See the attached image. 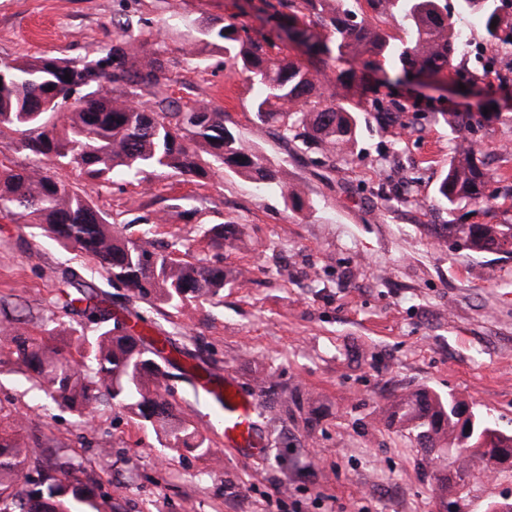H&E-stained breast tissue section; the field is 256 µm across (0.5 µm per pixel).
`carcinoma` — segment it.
I'll list each match as a JSON object with an SVG mask.
<instances>
[{
	"instance_id": "carcinoma-1",
	"label": "carcinoma",
	"mask_w": 512,
	"mask_h": 512,
	"mask_svg": "<svg viewBox=\"0 0 512 512\" xmlns=\"http://www.w3.org/2000/svg\"><path fill=\"white\" fill-rule=\"evenodd\" d=\"M503 0H366L370 11L401 27L396 37L374 25L369 16L354 20L342 0H270L266 8L278 17L289 41L301 46L306 61L272 53V44L251 37L235 23H212L203 38L185 39L181 52L200 56L212 47L224 53L231 69L258 87L254 121L277 125L283 139H299L306 148L322 147L345 158L357 139L363 119L356 101L357 71H336L338 92L322 91L328 61L368 70L379 62L403 77L435 79L453 67L461 36V19L481 18L496 52L512 55V15ZM497 24H492V21ZM112 44L90 60L52 55L0 60V135L18 137L28 163L0 160V210L18 215L66 250L91 258L110 284H120L130 300L156 301L176 307L223 296L228 273L205 259L188 262L156 252L116 230L108 216L78 186L58 177L72 167L95 184L112 183L116 173L136 175L146 168L165 169L194 182L217 169L233 170L260 189L287 188L293 203L302 191L286 186L281 171L247 146L224 125V111L209 101L183 104L172 97L170 60L165 40L150 30L131 34L129 20L112 23ZM70 80H65V75ZM151 95L148 105L140 103ZM456 133L448 169L436 202L448 211L465 202L485 206L488 172L472 148L483 127L471 112H443ZM469 250L512 254V224H456ZM208 246L224 248V225L205 232ZM63 307L99 326L89 340L77 327L69 340L19 331L21 319L8 316L0 334L8 354L31 373L57 406L80 414L102 402L122 407L152 426L164 446L184 448L201 456L212 453L209 440L176 413L166 398L172 353L169 336H147L120 330L118 315L93 286L71 273ZM458 402L425 390L402 394L386 409L387 424L409 430L423 459L448 461L456 438ZM471 444L484 449L481 460L499 462V449L512 448V434L502 431L488 414L472 413ZM93 472L73 458L30 447L17 434L11 410L0 405V512H99Z\"/></svg>"
}]
</instances>
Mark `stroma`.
I'll return each instance as SVG.
<instances>
[{"instance_id": "35a3bbf8", "label": "stroma", "mask_w": 512, "mask_h": 512, "mask_svg": "<svg viewBox=\"0 0 512 512\" xmlns=\"http://www.w3.org/2000/svg\"><path fill=\"white\" fill-rule=\"evenodd\" d=\"M259 0H0V59L41 54L92 58L112 41V22L168 25L171 94L206 99L226 126L304 192L261 191L231 170L207 183L147 169L99 187L78 171L60 178L86 189L92 204L133 239L178 259L224 264L232 277L221 303L181 308L127 300L94 263L34 236L0 213V300L25 304L21 331L41 335L47 320L69 324L57 305L73 270L129 311L138 329L163 330L216 377L260 393L272 378L295 395L289 414L258 406L273 438L264 456L225 447L213 407L198 383L171 370V401L208 437L212 455L162 447L153 429L104 403L86 416L47 405L14 357L0 354V404L29 438L82 460L98 481L100 512H485L512 502V469L472 462L448 475L440 500L436 473L407 430L385 423L406 390L453 395L490 411L512 432V255L467 249L451 224H512V200L492 210L463 203L436 207L435 191L453 145L442 113L465 104L496 107L500 120L480 133L492 187L512 185V56L497 55L478 18L465 27L470 51L458 54L457 83L443 91L410 81L381 83L380 97L402 105L395 124L368 119L346 160L294 151L254 123L258 89L234 76L224 56L180 52L182 40L224 19L259 35ZM233 225L238 242L208 248L204 232Z\"/></svg>"}]
</instances>
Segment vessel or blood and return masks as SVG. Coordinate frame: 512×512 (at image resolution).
<instances>
[{
  "instance_id": "1",
  "label": "vessel or blood",
  "mask_w": 512,
  "mask_h": 512,
  "mask_svg": "<svg viewBox=\"0 0 512 512\" xmlns=\"http://www.w3.org/2000/svg\"><path fill=\"white\" fill-rule=\"evenodd\" d=\"M207 394L213 405L224 411L220 426L225 446L237 449L248 458L263 456L264 440L255 421L257 398L244 394L231 380L218 387H208Z\"/></svg>"
}]
</instances>
